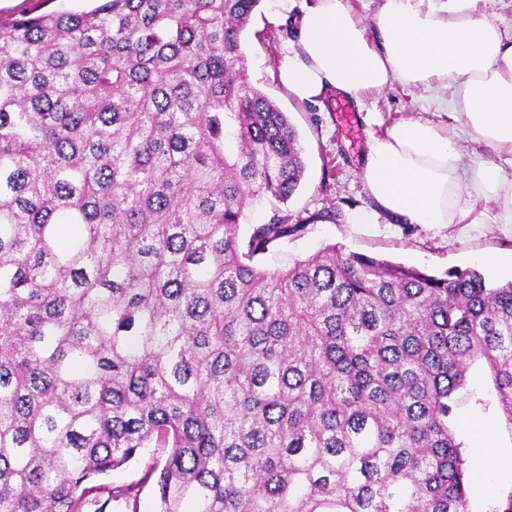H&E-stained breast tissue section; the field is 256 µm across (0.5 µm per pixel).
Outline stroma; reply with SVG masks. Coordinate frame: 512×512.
I'll return each instance as SVG.
<instances>
[{
  "label": "stroma",
  "mask_w": 512,
  "mask_h": 512,
  "mask_svg": "<svg viewBox=\"0 0 512 512\" xmlns=\"http://www.w3.org/2000/svg\"><path fill=\"white\" fill-rule=\"evenodd\" d=\"M311 0H262L244 36L245 68L249 81L284 112L299 134L306 165L304 179L286 209L301 232L281 239L260 263L281 270L329 244L346 251L389 259L419 270L441 274L452 269H482L487 281L512 278V229L485 225L481 232H465L459 224H411L376 212L369 224H357L353 214L374 210L375 203L359 171L372 138L381 136L393 123L409 118L434 117L436 104L418 88L393 84L367 95L353 108L352 120L340 112L341 97L331 95L317 104L291 98L278 79L277 66L285 46L294 38V26ZM336 218H327V211ZM498 262L483 267L484 255ZM457 432L472 448L469 459L470 512L505 508L512 499V480L488 485L480 470L482 450L495 452L502 469L512 471V434L502 426L495 410L482 411L469 401L458 410ZM165 451L145 448L130 463L101 477V488L86 512H157V479L150 471L162 467ZM116 487L131 488V497H113Z\"/></svg>",
  "instance_id": "35a3bbf8"
}]
</instances>
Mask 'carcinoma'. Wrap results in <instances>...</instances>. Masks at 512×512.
<instances>
[{
    "label": "carcinoma",
    "mask_w": 512,
    "mask_h": 512,
    "mask_svg": "<svg viewBox=\"0 0 512 512\" xmlns=\"http://www.w3.org/2000/svg\"><path fill=\"white\" fill-rule=\"evenodd\" d=\"M0 23V512H83L165 448L157 512H468L469 368L512 431V280L301 231L288 115L244 72L261 0ZM235 140L237 149L226 150Z\"/></svg>",
    "instance_id": "obj_1"
}]
</instances>
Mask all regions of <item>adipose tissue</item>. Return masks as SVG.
Returning <instances> with one entry per match:
<instances>
[{
  "mask_svg": "<svg viewBox=\"0 0 512 512\" xmlns=\"http://www.w3.org/2000/svg\"><path fill=\"white\" fill-rule=\"evenodd\" d=\"M486 0H384L366 28L350 0H313L278 67L301 103L354 100L398 83L439 96L450 122L410 118L369 145L360 178L376 204L412 224H512V34ZM495 160L466 155L461 136ZM491 202L494 212L480 210Z\"/></svg>",
  "mask_w": 512,
  "mask_h": 512,
  "instance_id": "1",
  "label": "adipose tissue"
}]
</instances>
